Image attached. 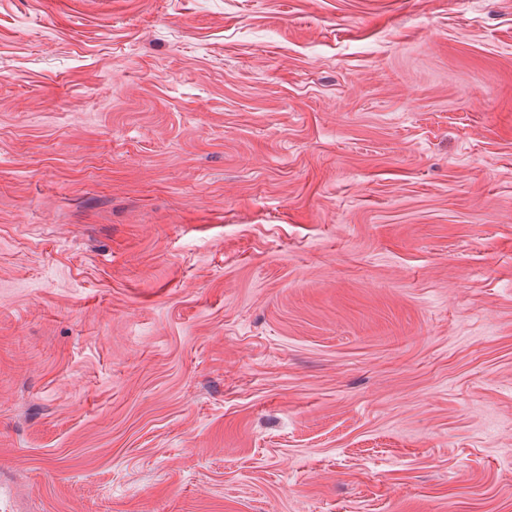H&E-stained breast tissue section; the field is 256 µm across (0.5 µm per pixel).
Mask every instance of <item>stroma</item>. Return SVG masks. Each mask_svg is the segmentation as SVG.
I'll return each instance as SVG.
<instances>
[{"instance_id":"35a3bbf8","label":"stroma","mask_w":512,"mask_h":512,"mask_svg":"<svg viewBox=\"0 0 512 512\" xmlns=\"http://www.w3.org/2000/svg\"><path fill=\"white\" fill-rule=\"evenodd\" d=\"M0 512H512V0H0Z\"/></svg>"}]
</instances>
